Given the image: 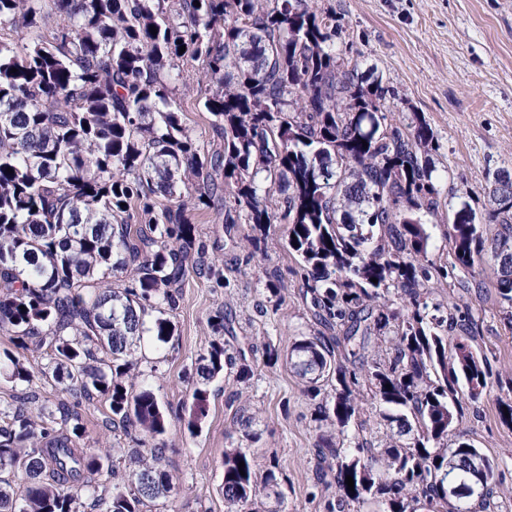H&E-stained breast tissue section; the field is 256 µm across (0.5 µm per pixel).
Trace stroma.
I'll return each mask as SVG.
<instances>
[{
	"instance_id": "1",
	"label": "stroma",
	"mask_w": 512,
	"mask_h": 512,
	"mask_svg": "<svg viewBox=\"0 0 512 512\" xmlns=\"http://www.w3.org/2000/svg\"><path fill=\"white\" fill-rule=\"evenodd\" d=\"M328 2L364 56L362 72L382 74L396 93L399 111L422 115L434 128L438 146L432 158L442 190H477L489 171L512 167V0ZM201 69L197 62L186 67L176 98L184 125L211 151L224 142L198 106ZM189 215L196 232L186 251L191 260L215 264L217 274L189 276L177 308L168 314L173 336L161 346L149 339L141 345L142 368L156 370L158 398L174 416L164 437L163 464L178 490L151 512H225L222 462L225 449L236 446L247 448L258 464L275 461L281 467L284 501L266 499L265 512L278 505L285 512H327L336 488L316 483L314 473L315 447L329 424L316 421L312 401L285 361L264 364L268 346L283 352L293 338L318 332L301 299L304 280L296 260L280 248L259 250L230 240L223 200L190 209ZM273 278L280 287L276 294L269 287ZM474 281L467 294L444 280L432 283L431 292L436 300H464L475 310L480 331L475 347L489 356L492 376L487 393L468 405L456 432L496 462L504 489L498 512H512V428L499 417L501 403L512 400V324L500 304L495 266H483ZM222 315L233 320L240 342L252 345L248 358L259 368L243 385L235 370L225 369L210 384L205 416L192 431L186 418L195 368ZM29 390L37 407L78 414L87 447L138 448V432H113L108 402L85 401L42 376ZM242 404L252 418L247 430L239 422Z\"/></svg>"
}]
</instances>
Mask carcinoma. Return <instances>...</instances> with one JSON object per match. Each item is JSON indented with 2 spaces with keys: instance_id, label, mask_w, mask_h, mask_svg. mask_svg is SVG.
Wrapping results in <instances>:
<instances>
[{
  "instance_id": "carcinoma-1",
  "label": "carcinoma",
  "mask_w": 512,
  "mask_h": 512,
  "mask_svg": "<svg viewBox=\"0 0 512 512\" xmlns=\"http://www.w3.org/2000/svg\"><path fill=\"white\" fill-rule=\"evenodd\" d=\"M2 31L0 330L23 349L38 339L51 357L37 371L6 351L1 372L22 384L50 375L106 400L115 431L135 426L145 442L166 434L170 415L137 351L146 336L167 342L177 288L210 271L181 250L196 231L184 184L204 204L224 196L229 234L242 222L265 237L286 226L322 328L294 340L288 360L319 399V420L333 422L316 475L336 483V512H491L494 460L453 438L464 405L489 387L491 362L469 345L472 307L433 301L430 283L491 263L512 323L511 170L488 175L480 192L448 193L449 259L434 258L422 220L442 205L434 130L389 110L388 86L364 77L336 9L317 0H0ZM195 61L222 150L201 147L182 122L176 83ZM483 224L502 230L489 239ZM216 331L190 427L224 366L240 383L254 374L238 337L221 335L222 321ZM387 334V362L369 359L371 339ZM367 398L393 430L383 448L360 434ZM32 400L21 392L0 426V512H144L172 496L163 448L130 456L124 472L106 468L119 449L78 447L79 418L64 432L42 409L36 423ZM223 465L227 512H253L279 485L276 465L259 473L241 448L224 449ZM104 471L107 493L93 479Z\"/></svg>"
}]
</instances>
